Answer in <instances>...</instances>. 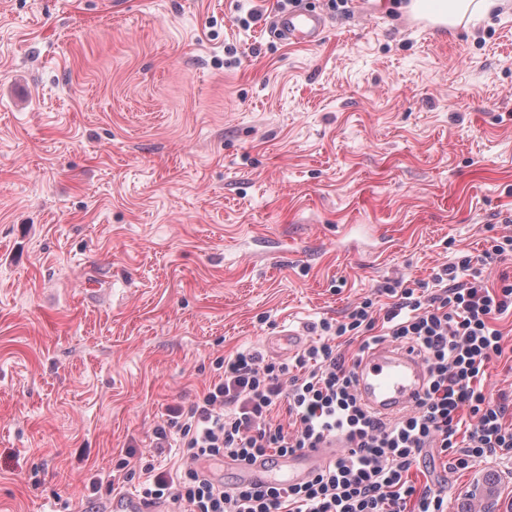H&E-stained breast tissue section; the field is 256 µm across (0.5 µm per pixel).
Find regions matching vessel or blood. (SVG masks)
<instances>
[{
  "label": "vessel or blood",
  "instance_id": "1",
  "mask_svg": "<svg viewBox=\"0 0 512 512\" xmlns=\"http://www.w3.org/2000/svg\"><path fill=\"white\" fill-rule=\"evenodd\" d=\"M269 25L282 42L311 44L324 34L326 18L315 10L282 9L272 15ZM427 380L426 365L418 350L399 343L376 344L365 351L355 368V389L361 403L382 419L393 418L413 407ZM341 445V440L331 438L318 448L271 459L262 457L253 462L228 459L224 466L233 470L238 483L244 485L300 484L334 459ZM110 509L111 512H163L162 505L131 493L113 498Z\"/></svg>",
  "mask_w": 512,
  "mask_h": 512
}]
</instances>
